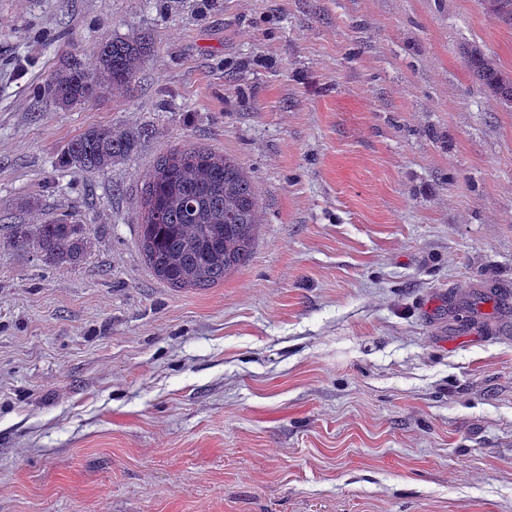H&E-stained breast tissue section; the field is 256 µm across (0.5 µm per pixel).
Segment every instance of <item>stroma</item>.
Wrapping results in <instances>:
<instances>
[{
  "label": "stroma",
  "instance_id": "obj_1",
  "mask_svg": "<svg viewBox=\"0 0 512 512\" xmlns=\"http://www.w3.org/2000/svg\"><path fill=\"white\" fill-rule=\"evenodd\" d=\"M149 34L124 93L36 100ZM512 74L482 0H0V512H512ZM93 126L153 136L57 166ZM201 145L250 171L248 264L170 288L143 179ZM65 214L76 264L6 241ZM463 58L474 76L507 107L512 108V75L499 69L496 62L480 47L472 45L463 50Z\"/></svg>",
  "mask_w": 512,
  "mask_h": 512
}]
</instances>
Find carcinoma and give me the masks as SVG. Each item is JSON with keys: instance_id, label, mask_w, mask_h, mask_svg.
Here are the masks:
<instances>
[{"instance_id": "cac0c4a2", "label": "carcinoma", "mask_w": 512, "mask_h": 512, "mask_svg": "<svg viewBox=\"0 0 512 512\" xmlns=\"http://www.w3.org/2000/svg\"><path fill=\"white\" fill-rule=\"evenodd\" d=\"M496 22L512 27V0H483ZM149 36L115 37L100 44L88 64L68 61L55 68L37 97L60 107L84 104L131 85L146 61ZM474 76L512 108V75L480 47L463 50ZM151 134L147 128L91 127L67 143L58 159L64 168L104 172ZM140 244L159 281L172 288H208L224 282L251 259L262 207L254 181L241 163L209 148L189 145L163 156L144 187ZM10 243L31 249L49 264L83 259L89 234L68 216L32 227H11Z\"/></svg>"}]
</instances>
